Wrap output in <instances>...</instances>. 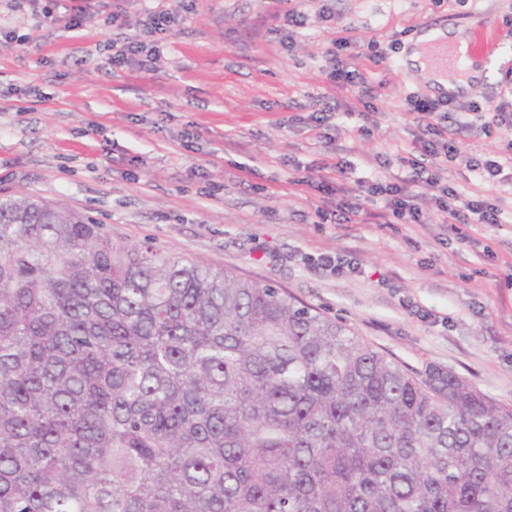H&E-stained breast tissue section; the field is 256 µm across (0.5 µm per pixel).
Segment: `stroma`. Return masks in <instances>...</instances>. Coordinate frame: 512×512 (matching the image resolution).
<instances>
[{
    "label": "stroma",
    "mask_w": 512,
    "mask_h": 512,
    "mask_svg": "<svg viewBox=\"0 0 512 512\" xmlns=\"http://www.w3.org/2000/svg\"><path fill=\"white\" fill-rule=\"evenodd\" d=\"M164 3L182 21L162 36L156 68L138 72L110 66L104 46L118 34L113 14L139 25L142 0H75V29L61 0L17 11L0 0V197L59 203L116 243L284 289L408 368L447 367L512 410V188L464 164L501 147L480 125L512 71V0H331L335 21L293 32L284 0ZM482 19L499 49L466 96L481 110L453 135L462 158L447 164L414 137L406 99L431 90L400 61L423 24L468 30ZM342 29L360 44L368 96L337 90L323 66ZM341 160L353 168L335 198L358 192L361 177L411 176L420 161L458 203L489 200L502 222L453 226L427 197L418 224L379 199L362 223H323L321 192L288 181L312 183ZM322 254L357 269L321 270Z\"/></svg>",
    "instance_id": "35a3bbf8"
}]
</instances>
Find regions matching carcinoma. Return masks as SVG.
<instances>
[{
  "label": "carcinoma",
  "instance_id": "cac0c4a2",
  "mask_svg": "<svg viewBox=\"0 0 512 512\" xmlns=\"http://www.w3.org/2000/svg\"><path fill=\"white\" fill-rule=\"evenodd\" d=\"M0 512H512V410L282 288L0 197Z\"/></svg>",
  "mask_w": 512,
  "mask_h": 512
}]
</instances>
